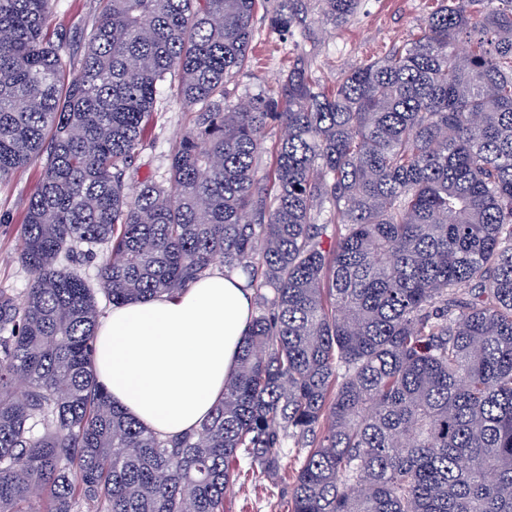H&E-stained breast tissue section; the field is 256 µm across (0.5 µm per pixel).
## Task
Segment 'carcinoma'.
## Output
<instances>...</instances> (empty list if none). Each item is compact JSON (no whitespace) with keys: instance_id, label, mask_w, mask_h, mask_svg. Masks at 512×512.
<instances>
[{"instance_id":"carcinoma-1","label":"carcinoma","mask_w":512,"mask_h":512,"mask_svg":"<svg viewBox=\"0 0 512 512\" xmlns=\"http://www.w3.org/2000/svg\"><path fill=\"white\" fill-rule=\"evenodd\" d=\"M258 2L106 0L70 78L54 0H0V181L42 168L29 288L0 290V512H224L242 460L292 478L288 512H512V0H442L330 91L299 56L244 107ZM265 2L278 35L359 5ZM173 76L192 127L131 193ZM217 263L256 313L224 396L162 438L97 378V294Z\"/></svg>"}]
</instances>
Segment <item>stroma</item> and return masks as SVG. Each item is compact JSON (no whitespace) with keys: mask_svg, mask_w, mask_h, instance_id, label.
<instances>
[{"mask_svg":"<svg viewBox=\"0 0 512 512\" xmlns=\"http://www.w3.org/2000/svg\"><path fill=\"white\" fill-rule=\"evenodd\" d=\"M104 5L105 0H57L48 27L67 31L72 66L80 65L85 51L81 35L90 30ZM439 5L440 0H360L356 14L338 28L315 21L309 30L297 29L282 37L259 27L254 39L253 67L232 87L231 99L236 102L274 91L301 53L311 58L313 77L323 87L333 88L344 64L385 55L416 34ZM164 98L165 109L158 113L127 172L129 189H136L148 179L164 182L168 156L191 125V115L175 91L165 89ZM40 174L41 165L35 162L0 181V290L19 299L31 281L19 259L20 225ZM288 499V483L272 484L258 469L245 464L238 481L224 497V512H286Z\"/></svg>","mask_w":512,"mask_h":512,"instance_id":"1","label":"stroma"}]
</instances>
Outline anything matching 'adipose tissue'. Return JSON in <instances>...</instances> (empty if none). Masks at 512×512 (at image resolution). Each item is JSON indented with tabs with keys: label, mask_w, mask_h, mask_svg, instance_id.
Instances as JSON below:
<instances>
[{
	"label": "adipose tissue",
	"mask_w": 512,
	"mask_h": 512,
	"mask_svg": "<svg viewBox=\"0 0 512 512\" xmlns=\"http://www.w3.org/2000/svg\"><path fill=\"white\" fill-rule=\"evenodd\" d=\"M252 316L243 278L211 270L176 295L113 307L94 344L96 374L145 427L183 434L222 396Z\"/></svg>",
	"instance_id": "ef3b65f1"
}]
</instances>
